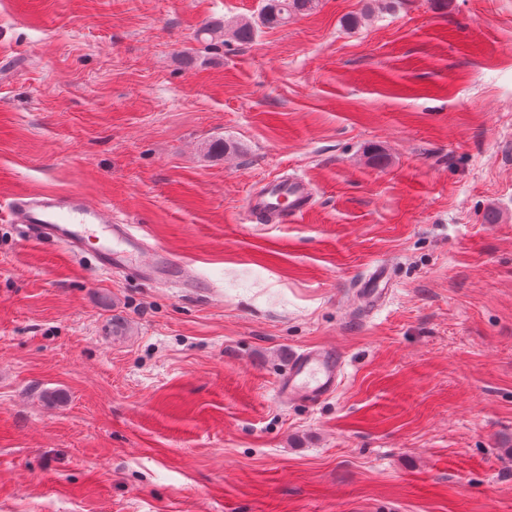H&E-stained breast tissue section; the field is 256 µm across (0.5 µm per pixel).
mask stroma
<instances>
[{"label":"stroma","mask_w":512,"mask_h":512,"mask_svg":"<svg viewBox=\"0 0 512 512\" xmlns=\"http://www.w3.org/2000/svg\"><path fill=\"white\" fill-rule=\"evenodd\" d=\"M261 7L0 0V199L81 191L204 282L0 213V512H512V0ZM283 174L314 208L248 222ZM317 345L343 385L280 401ZM317 0H265L260 13V24L277 28L294 15L304 14L316 6ZM386 274L385 267L380 265L360 284L361 295L371 307L377 306L388 290Z\"/></svg>","instance_id":"35a3bbf8"}]
</instances>
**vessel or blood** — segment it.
<instances>
[{"instance_id": "b4317fda", "label": "vessel or blood", "mask_w": 512, "mask_h": 512, "mask_svg": "<svg viewBox=\"0 0 512 512\" xmlns=\"http://www.w3.org/2000/svg\"><path fill=\"white\" fill-rule=\"evenodd\" d=\"M314 199L315 192L304 179L278 177L249 193L245 211L258 224H285L306 214ZM7 213L32 238L54 243L74 257L92 254L101 272L162 279L190 292L200 284L181 260L150 245L138 225L119 221L110 209L90 204L80 193H21L8 202ZM386 284L384 267H377L360 285L363 299L377 306ZM344 378L345 360L340 352L309 347L291 356L277 384V395L284 401L313 404L335 394Z\"/></svg>"}]
</instances>
